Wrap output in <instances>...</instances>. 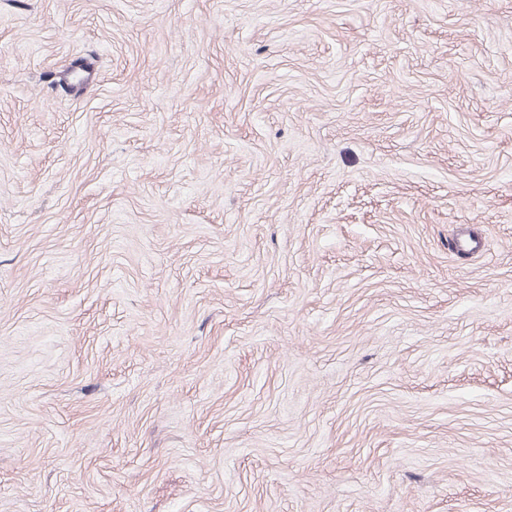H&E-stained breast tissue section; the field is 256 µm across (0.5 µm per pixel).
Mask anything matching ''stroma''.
<instances>
[{"label": "stroma", "mask_w": 512, "mask_h": 512, "mask_svg": "<svg viewBox=\"0 0 512 512\" xmlns=\"http://www.w3.org/2000/svg\"><path fill=\"white\" fill-rule=\"evenodd\" d=\"M0 512H512V0H0Z\"/></svg>", "instance_id": "1"}]
</instances>
